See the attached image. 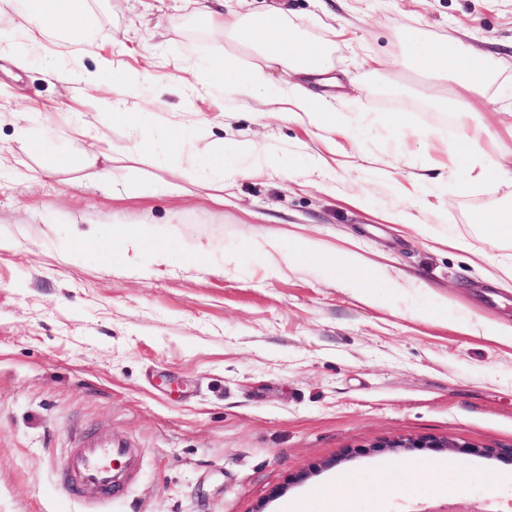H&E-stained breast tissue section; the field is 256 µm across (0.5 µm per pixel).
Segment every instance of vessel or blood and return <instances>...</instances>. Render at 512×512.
Segmentation results:
<instances>
[{
	"label": "vessel or blood",
	"instance_id": "obj_1",
	"mask_svg": "<svg viewBox=\"0 0 512 512\" xmlns=\"http://www.w3.org/2000/svg\"><path fill=\"white\" fill-rule=\"evenodd\" d=\"M133 464L129 448L103 436L84 435L78 448L63 460L59 489L68 500L90 491L94 494L93 505L109 504L121 492Z\"/></svg>",
	"mask_w": 512,
	"mask_h": 512
}]
</instances>
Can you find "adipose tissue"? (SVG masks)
<instances>
[{
    "instance_id": "1",
    "label": "adipose tissue",
    "mask_w": 512,
    "mask_h": 512,
    "mask_svg": "<svg viewBox=\"0 0 512 512\" xmlns=\"http://www.w3.org/2000/svg\"><path fill=\"white\" fill-rule=\"evenodd\" d=\"M210 2L197 0V12L210 29L245 46L259 58L248 69L232 52L204 63L206 76L218 93L268 101L276 112L289 118L303 115L316 122L332 114L330 89L341 85L342 80L336 75L328 44L304 39L289 25L287 9L276 0L261 14L231 20L212 9ZM7 9L15 13L17 26L23 31H49L60 37L74 30L90 37L97 33L96 18L84 8L83 0H0V11ZM401 40L404 67L415 74L432 72L437 76V84L430 88V103L455 112L470 111L469 96L476 86L486 83L488 74L469 47L461 43L451 47L438 44L417 28L405 30ZM278 70L291 72L292 80L285 84L275 82L273 74ZM505 137L512 139V124L502 130L483 122L463 126L450 154L454 165L467 171L470 184L493 187L502 181L506 165L488 160L485 147L500 143ZM296 255L332 272H367L357 252H338L315 240H302Z\"/></svg>"
}]
</instances>
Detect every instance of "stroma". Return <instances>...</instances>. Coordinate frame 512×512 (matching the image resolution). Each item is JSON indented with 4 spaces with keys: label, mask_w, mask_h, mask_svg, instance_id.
<instances>
[{
    "label": "stroma",
    "mask_w": 512,
    "mask_h": 512,
    "mask_svg": "<svg viewBox=\"0 0 512 512\" xmlns=\"http://www.w3.org/2000/svg\"><path fill=\"white\" fill-rule=\"evenodd\" d=\"M285 2L289 23L333 50L351 137L204 79L186 86L187 65L226 48L194 0H84L99 36H37L23 69L28 36L0 13V512H86L56 487L79 429L138 453L107 512H512V345L484 333L512 326V283H489L512 237L486 225L512 207V184L474 189L441 169L463 125L512 123V0ZM411 27L481 58L490 80L473 112L432 107L400 66ZM375 56L406 92H371ZM57 65L91 84L49 82ZM147 65L152 90L133 81ZM104 97L178 149H137ZM43 107L37 141L19 137ZM242 139L274 168L249 173ZM216 140L223 178L186 167ZM116 164L145 191L113 193ZM102 226L151 235L124 260L93 241ZM269 237L289 261H271ZM303 237L362 254L368 284L295 258ZM167 242L170 264H155ZM461 466L476 475L464 496L408 488V473L430 482Z\"/></svg>",
    "instance_id": "35a3bbf8"
}]
</instances>
